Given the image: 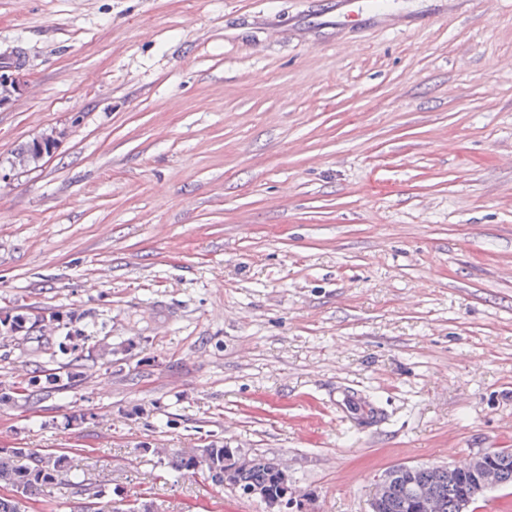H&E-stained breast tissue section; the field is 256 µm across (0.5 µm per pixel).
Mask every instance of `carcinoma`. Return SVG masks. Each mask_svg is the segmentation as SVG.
<instances>
[{"mask_svg": "<svg viewBox=\"0 0 512 512\" xmlns=\"http://www.w3.org/2000/svg\"><path fill=\"white\" fill-rule=\"evenodd\" d=\"M59 140L56 132L45 133L20 146L8 167L26 169L39 166L49 156ZM38 329L55 339L57 352L49 362H57V355L68 358L61 364L64 373L45 366L38 373L22 379L18 389L29 397L45 399L65 389L73 388L84 380L83 361L91 357L100 362L107 373H112V349H95L86 346L85 329L72 328V322L63 320L60 313L26 311L0 313V335L29 334ZM159 463L174 478L198 470L208 473L218 487L230 486L236 490L251 486L277 493L279 486L292 485L288 466L274 458L254 454H235L234 459L224 460V443L211 441L195 452L172 453L168 448H154ZM392 479L377 490L383 508L380 512H458L459 504L471 487V474L461 471L448 477V470L436 465H402L391 469ZM482 478L497 488L512 487V448H497L487 461ZM0 486L12 491L0 496V512H25L26 503L32 498L53 496L71 499L77 496L88 500L87 512H119L104 500L102 485H92L72 470L63 455L39 453L26 448H0Z\"/></svg>", "mask_w": 512, "mask_h": 512, "instance_id": "1", "label": "carcinoma"}]
</instances>
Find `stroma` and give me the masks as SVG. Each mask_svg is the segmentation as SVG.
Returning <instances> with one entry per match:
<instances>
[{"mask_svg":"<svg viewBox=\"0 0 512 512\" xmlns=\"http://www.w3.org/2000/svg\"><path fill=\"white\" fill-rule=\"evenodd\" d=\"M0 311L99 318L122 367L0 408L110 501L267 512L154 448L286 460L308 512L512 448V0H0ZM52 339L0 337V388ZM12 84L13 88L1 87L0 85V100H13L15 93L19 97L25 88V81L22 75L19 73V69L12 66H2L0 68V83ZM58 134L60 133L51 131L20 146L11 161L7 162L9 170L39 166L40 162L56 149Z\"/></svg>","mask_w":512,"mask_h":512,"instance_id":"1","label":"stroma"}]
</instances>
